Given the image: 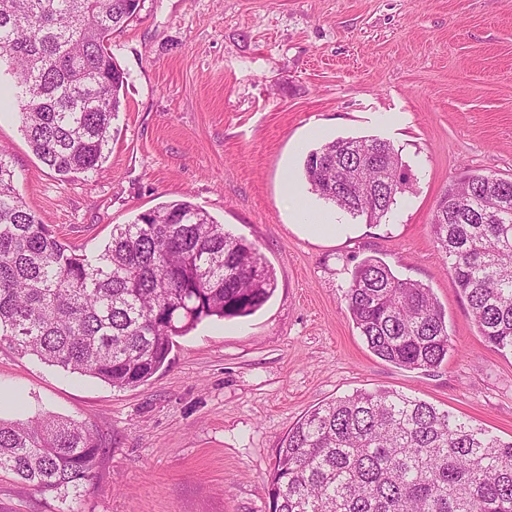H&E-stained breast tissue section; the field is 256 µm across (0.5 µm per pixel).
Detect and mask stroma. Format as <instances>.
<instances>
[{
  "mask_svg": "<svg viewBox=\"0 0 512 512\" xmlns=\"http://www.w3.org/2000/svg\"><path fill=\"white\" fill-rule=\"evenodd\" d=\"M111 48L127 86L96 173L49 169L17 108L0 110L30 209L95 255L113 225L187 201L255 243L276 289L252 315L177 337L169 365L124 390L0 343V420L72 419L106 447L77 496L0 471V512H272L288 429L357 390L392 388L512 437V353L485 344L430 227L452 181L512 180V0H140ZM356 137L391 142L410 180L377 224L300 173L310 150ZM299 198L353 233L302 234ZM369 256L431 288L454 345L440 368H400L360 337L344 291Z\"/></svg>",
  "mask_w": 512,
  "mask_h": 512,
  "instance_id": "1",
  "label": "stroma"
}]
</instances>
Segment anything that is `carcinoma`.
Masks as SVG:
<instances>
[{
    "label": "carcinoma",
    "mask_w": 512,
    "mask_h": 512,
    "mask_svg": "<svg viewBox=\"0 0 512 512\" xmlns=\"http://www.w3.org/2000/svg\"><path fill=\"white\" fill-rule=\"evenodd\" d=\"M139 0H0V66L22 131L62 176L108 157L127 77L110 47ZM311 191L380 222L405 192L399 152L379 138H339L303 161ZM431 230L485 342L512 352V180L472 174L437 201ZM275 289L255 244L186 201L114 224L93 256L61 242L15 185L0 152V342L126 389L168 362L174 338L204 319L245 317ZM376 357L440 367L453 349L429 286L380 258L359 262L344 292ZM105 447L60 417L0 421V470L40 492L79 491ZM272 512H512V440L393 389L357 390L307 412L281 441Z\"/></svg>",
    "instance_id": "1"
}]
</instances>
